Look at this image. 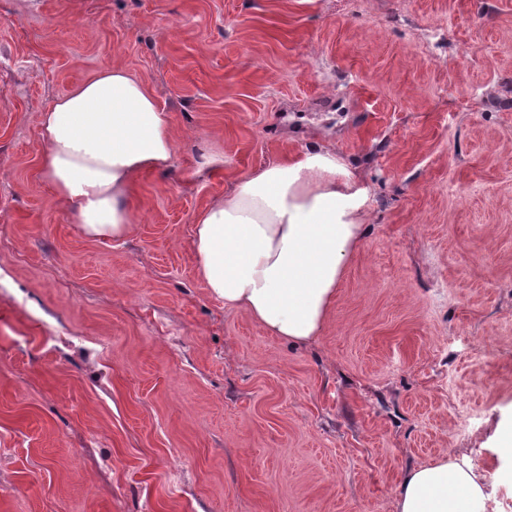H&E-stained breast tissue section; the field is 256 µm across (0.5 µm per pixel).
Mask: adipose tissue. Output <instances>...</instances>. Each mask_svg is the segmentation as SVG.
<instances>
[{
	"label": "adipose tissue",
	"mask_w": 512,
	"mask_h": 512,
	"mask_svg": "<svg viewBox=\"0 0 512 512\" xmlns=\"http://www.w3.org/2000/svg\"><path fill=\"white\" fill-rule=\"evenodd\" d=\"M39 171L91 239L133 231L137 178L169 172L177 137L147 81L116 66L96 70L44 110ZM371 193L326 148L263 167L198 216L196 271L209 295L294 344L323 333L350 257L364 241ZM398 512H478L483 487L446 458L409 469Z\"/></svg>",
	"instance_id": "ef3b65f1"
}]
</instances>
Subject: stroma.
<instances>
[{
  "instance_id": "obj_1",
  "label": "stroma",
  "mask_w": 512,
  "mask_h": 512,
  "mask_svg": "<svg viewBox=\"0 0 512 512\" xmlns=\"http://www.w3.org/2000/svg\"><path fill=\"white\" fill-rule=\"evenodd\" d=\"M20 5L0 0V512H396L445 455L512 512V0ZM105 65L178 133L120 241L38 171L40 113ZM317 146L374 204L322 336L291 344L208 294L194 222Z\"/></svg>"
}]
</instances>
